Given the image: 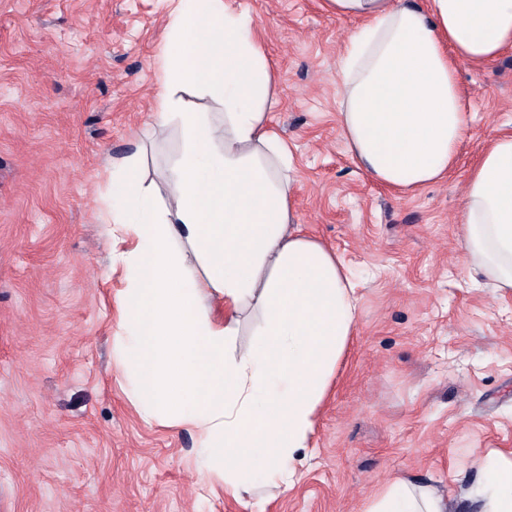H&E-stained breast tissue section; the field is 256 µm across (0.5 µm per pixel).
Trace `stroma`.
Segmentation results:
<instances>
[{"label":"stroma","instance_id":"obj_1","mask_svg":"<svg viewBox=\"0 0 512 512\" xmlns=\"http://www.w3.org/2000/svg\"><path fill=\"white\" fill-rule=\"evenodd\" d=\"M276 65L272 127L296 221L357 284L355 325L289 485L194 483L195 433L145 423L114 344L133 240L97 220L112 162L164 189L182 132L151 134L165 0H0V512H362L397 478L476 512L480 462L512 450V294L474 282L456 216L512 131V51L459 64L467 133L447 177L397 194L351 160L339 58L355 20L322 0H229Z\"/></svg>","mask_w":512,"mask_h":512}]
</instances>
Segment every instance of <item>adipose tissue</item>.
<instances>
[{"mask_svg": "<svg viewBox=\"0 0 512 512\" xmlns=\"http://www.w3.org/2000/svg\"><path fill=\"white\" fill-rule=\"evenodd\" d=\"M155 136L183 148L169 190L146 186L138 154L112 164V221L137 241L116 259L120 363L144 420L193 430L200 483L289 481L355 324L338 257L294 221L293 153L270 126L274 72L251 17L226 0H168ZM358 22L340 59L339 122L352 161L411 191L444 179L466 132L459 63L512 49V0H324ZM195 90L220 106L200 112ZM456 222L472 270L512 292V133L479 155ZM259 310L237 345L236 314ZM473 493L512 512V452H490ZM430 486L392 482L364 512H446Z\"/></svg>", "mask_w": 512, "mask_h": 512, "instance_id": "obj_1", "label": "adipose tissue"}]
</instances>
